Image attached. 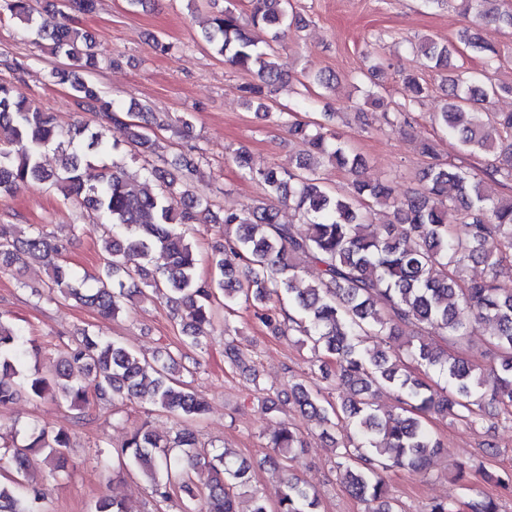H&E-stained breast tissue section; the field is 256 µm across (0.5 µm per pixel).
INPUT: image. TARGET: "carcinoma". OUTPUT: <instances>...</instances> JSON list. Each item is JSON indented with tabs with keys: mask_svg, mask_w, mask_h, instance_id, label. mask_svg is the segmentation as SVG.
<instances>
[{
	"mask_svg": "<svg viewBox=\"0 0 512 512\" xmlns=\"http://www.w3.org/2000/svg\"><path fill=\"white\" fill-rule=\"evenodd\" d=\"M460 2L463 14L471 17L460 40L483 57L480 71L458 73L450 48L429 39L411 48L442 79L447 102L432 120L466 153L484 157V169L443 163L435 144L423 142L420 153L430 162L421 186L403 196L387 181L361 178L365 158L327 127L335 113H323V124L306 122L297 119L305 100L288 107L269 102L271 88L283 79L273 46L291 24L292 0H251L247 16L239 10L240 0H224L213 11L202 32L205 42L230 68L257 70L259 82L239 87L247 105L286 127L310 153L295 164L257 168L248 152H236V167L263 187L266 200L224 211V242L213 246V273L204 275L186 231L212 221V203L188 189L202 159L188 140L189 115L160 122L144 105L125 108L105 99L84 78L83 72L100 59L92 36L76 25V18L93 14L97 0H59L45 17L35 15L30 0H0V16L17 20L24 33L68 60L51 69L49 82L68 86L78 106H91L98 115L92 129L83 124L59 128L24 92L25 63L0 52V65L14 75L0 82V128L10 132L9 140L0 143V197L41 181L64 200L93 207L110 225L101 239L102 273L91 279L79 277L64 261L65 239L34 227L25 238L0 234V272L19 275L26 257L38 256L47 267L38 296L73 299L103 320L115 318L134 294L183 304L190 309L184 342L194 346L213 327L220 302L229 312L248 304L253 320L274 336L298 332L317 355L322 377L335 378L343 396L334 404L296 383L292 403L324 435L343 424L354 427L336 462L345 487L370 505V512H398L382 472L392 467L426 471L442 448L426 426L428 415L473 429L487 398L512 418V285L498 278V268L512 262V196L488 190L490 181L512 188V112L480 110L504 94L512 96V82L490 77L501 53L476 32L485 23L512 29V10L495 7L498 0ZM256 29L270 34L264 48L254 37ZM368 96L384 108L388 127L401 129L413 121L412 105L390 106L372 91ZM153 125L167 126L181 138L176 154L164 153L151 139ZM114 127L126 131L129 144L160 161L138 183L125 177L120 163H101L119 152L112 142ZM48 150L61 159L56 171L42 166ZM326 166L348 173L351 189L331 192L320 174ZM274 200L288 205L299 223L281 222ZM379 208L391 210L393 220L377 236L367 228ZM458 220L464 226L461 235L455 230ZM309 263L319 267V276L304 287L302 266ZM471 263L483 265V275H468ZM284 295L294 312L274 304ZM478 325L498 353V363L489 368L446 347L465 341ZM368 338L379 345H367ZM31 343L0 317V406L25 395L80 415L93 404L124 401L157 408L180 427L159 434L143 421L122 443L118 470H140L158 503L170 501L179 488L198 499L190 512H239V490L250 483L249 468L226 450L201 448L188 422L202 417L208 406L188 382L175 377L183 365L173 352L149 360L82 328L65 345L55 370L45 375L29 362ZM224 356L232 366L243 364V352L227 332ZM420 368L444 378L446 387L434 390L416 373ZM383 388L394 396L386 408L374 401ZM75 435L73 428L33 425L23 444L4 447L15 473L0 481V512H39L36 492L27 484L32 457L43 456L51 474H62ZM268 447L292 461L294 449L304 444L297 431L282 424L271 433ZM282 485L275 510L254 491L249 512H318L317 496L298 479L284 478ZM93 512L131 510L114 497L98 499Z\"/></svg>",
	"mask_w": 512,
	"mask_h": 512,
	"instance_id": "obj_1",
	"label": "carcinoma"
}]
</instances>
